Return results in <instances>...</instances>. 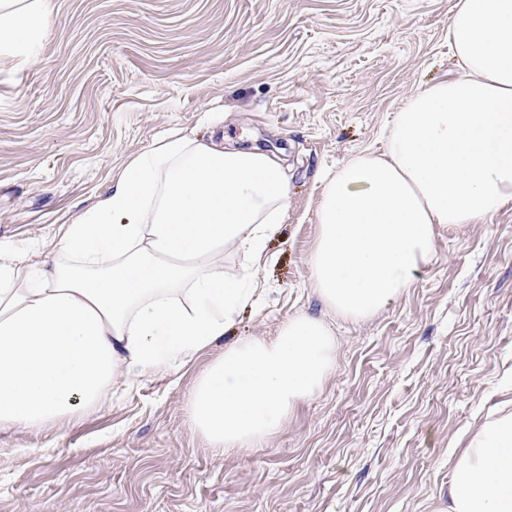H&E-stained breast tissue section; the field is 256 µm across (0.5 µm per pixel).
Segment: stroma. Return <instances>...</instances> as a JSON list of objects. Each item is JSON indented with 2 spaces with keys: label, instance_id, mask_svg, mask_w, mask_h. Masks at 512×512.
<instances>
[{
  "label": "stroma",
  "instance_id": "35a3bbf8",
  "mask_svg": "<svg viewBox=\"0 0 512 512\" xmlns=\"http://www.w3.org/2000/svg\"><path fill=\"white\" fill-rule=\"evenodd\" d=\"M454 3L54 0L40 52L0 71V244L51 241L171 131L223 136L284 154L291 178L261 306L225 342L328 317L308 264L322 179L454 71ZM435 236L396 302L340 324L321 394L259 447L189 422L218 344L62 426L0 432V512H446L452 453L512 412V209Z\"/></svg>",
  "mask_w": 512,
  "mask_h": 512
}]
</instances>
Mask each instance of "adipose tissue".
I'll use <instances>...</instances> for the list:
<instances>
[{
  "instance_id": "1",
  "label": "adipose tissue",
  "mask_w": 512,
  "mask_h": 512,
  "mask_svg": "<svg viewBox=\"0 0 512 512\" xmlns=\"http://www.w3.org/2000/svg\"><path fill=\"white\" fill-rule=\"evenodd\" d=\"M53 0H0V68L44 45ZM448 47L460 70L397 109L381 154L325 177L309 256L329 312L370 318L434 251V227L483 224L512 208V0H456ZM290 177L276 155L175 131L133 157L34 259L0 248V429H42L130 383L223 344L188 402L214 447L253 448L317 397L336 358L331 323L306 313L277 336L223 337L262 295L267 245ZM241 252L237 276L224 250ZM448 512H512V413L456 453Z\"/></svg>"
}]
</instances>
